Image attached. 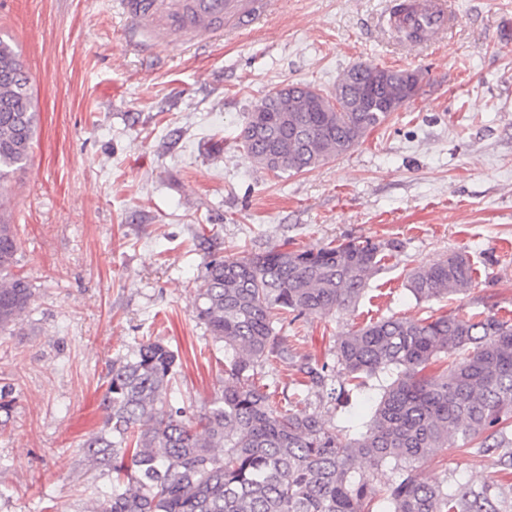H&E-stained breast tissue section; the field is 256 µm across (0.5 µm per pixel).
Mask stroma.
I'll return each mask as SVG.
<instances>
[{
	"label": "stroma",
	"instance_id": "obj_1",
	"mask_svg": "<svg viewBox=\"0 0 512 512\" xmlns=\"http://www.w3.org/2000/svg\"><path fill=\"white\" fill-rule=\"evenodd\" d=\"M460 27L435 51L379 30L387 0H282L267 29L150 60L125 49L110 0H0V40L31 76L39 123L8 183L17 270L36 296L0 335V512H84L109 477L81 445L102 422L109 367L142 340L180 357L188 414L218 392L224 351L194 313L209 251L260 253L347 237L401 241L359 303L285 328L299 353L334 361L336 336L391 315L512 310V0H457ZM359 62L422 75L418 94L364 141L308 171L274 173L243 150L253 106L284 84L329 91ZM467 248L466 294L417 303L410 269ZM495 456L445 452L434 483L482 484Z\"/></svg>",
	"mask_w": 512,
	"mask_h": 512
}]
</instances>
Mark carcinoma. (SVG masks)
<instances>
[{"instance_id": "obj_1", "label": "carcinoma", "mask_w": 512, "mask_h": 512, "mask_svg": "<svg viewBox=\"0 0 512 512\" xmlns=\"http://www.w3.org/2000/svg\"><path fill=\"white\" fill-rule=\"evenodd\" d=\"M405 71L372 65L339 79L327 112L277 89L258 101L240 143L275 173L315 168L358 145L406 102ZM38 113L17 52L0 41V185L33 148ZM396 240L345 238L313 248L283 243L262 253L211 254L196 280V317L224 350V382L193 416L179 407L178 354L141 342L112 361L104 418L82 449L112 476L89 512H498L512 477V318L482 310L382 317L336 337V361L300 355L277 327L327 317L360 300L400 249ZM15 227L0 220V334L19 328L34 297L14 272ZM477 268L453 251L419 265L407 288L419 303L468 292ZM291 367L289 409L275 406L264 369ZM359 394L337 432L297 409L314 390L337 400L336 378ZM13 411L0 387V427ZM498 454L497 474L429 485L417 468L440 452ZM390 465L394 481L376 486Z\"/></svg>"}]
</instances>
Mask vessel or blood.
Here are the masks:
<instances>
[{"instance_id": "obj_1", "label": "vessel or blood", "mask_w": 512, "mask_h": 512, "mask_svg": "<svg viewBox=\"0 0 512 512\" xmlns=\"http://www.w3.org/2000/svg\"><path fill=\"white\" fill-rule=\"evenodd\" d=\"M279 0H112L125 23L128 48L156 55L173 47L205 50L218 40H239L263 28ZM459 22L449 0H391L384 33L408 36L410 44L435 49Z\"/></svg>"}]
</instances>
